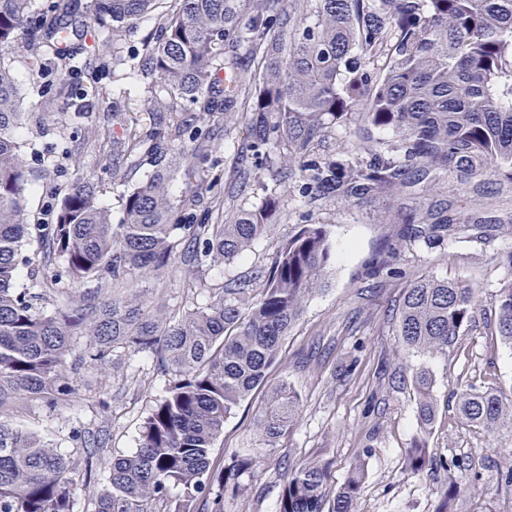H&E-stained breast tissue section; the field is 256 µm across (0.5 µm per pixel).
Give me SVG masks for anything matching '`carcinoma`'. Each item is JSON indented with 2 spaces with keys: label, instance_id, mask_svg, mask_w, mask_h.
Returning a JSON list of instances; mask_svg holds the SVG:
<instances>
[{
  "label": "carcinoma",
  "instance_id": "obj_1",
  "mask_svg": "<svg viewBox=\"0 0 512 512\" xmlns=\"http://www.w3.org/2000/svg\"><path fill=\"white\" fill-rule=\"evenodd\" d=\"M161 2L91 0L83 11L79 0H46L40 9L32 0H0V512H74L80 494L90 512H198L214 485L238 489V477L297 423L300 397L288 381L269 386L267 377L307 299L329 284V232L325 224L299 225L268 277L255 276L261 288L236 276L207 285L210 267L233 264L271 231L282 197L281 182H262L260 205L212 223L223 175L213 172L204 123L230 121L239 102L250 108L252 158L288 171L305 199L395 202L420 188L416 206L388 211L392 242L371 259L374 279L394 274L407 246L436 247L462 230L476 239L512 234V0H299L284 15L271 0H170L156 16ZM152 18L142 52L112 66L132 84L150 80L158 118L145 125L130 118L121 90L92 135L129 171L150 166L122 193L121 223L99 202L102 176L81 171L55 193L51 223H34L18 136L32 113L22 111L25 94L4 54L19 45L55 74L34 91L42 119L71 108L79 124L84 113L64 66L84 50V33L121 41ZM243 45L259 58L249 75ZM383 56L374 78L369 66ZM347 123L363 125L361 144L345 158L316 155L330 129ZM115 124L124 126L121 140L111 139ZM179 174L193 191L174 198L169 187ZM448 175L479 200L495 194L503 208L453 211L431 197ZM34 244L52 271L41 279L30 273L32 285L20 288ZM178 258L191 265L205 301L168 312L148 306L138 279L162 278ZM508 266L496 294L497 332L512 345V257ZM73 285L86 289L72 295ZM478 291L416 276L393 313L400 345L422 354L448 349L471 325ZM118 349L151 353L168 376L165 395L127 455L105 458L102 434L74 428L71 440L85 459L78 482L66 452L10 412L20 402L67 407L86 375L106 369ZM410 382L418 398L408 471L464 468L429 454L438 416L430 370L414 368ZM262 386L258 448L226 470L213 458L224 423ZM455 410L486 432L512 428V397L494 388L461 389ZM370 452L363 449L332 496L325 464H288L277 512H356Z\"/></svg>",
  "mask_w": 512,
  "mask_h": 512
}]
</instances>
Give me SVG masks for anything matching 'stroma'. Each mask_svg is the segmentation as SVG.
<instances>
[{"mask_svg":"<svg viewBox=\"0 0 512 512\" xmlns=\"http://www.w3.org/2000/svg\"><path fill=\"white\" fill-rule=\"evenodd\" d=\"M217 146L219 171L228 175L236 151L249 142L244 117L231 122L212 118L206 123ZM93 126L51 123L33 125L20 135L24 158L33 173L29 206L40 212L51 196L49 189L70 182L75 164L93 172L115 166L116 158L84 149ZM384 198L347 204L301 198L289 189L273 230L256 241L252 250L229 267L215 266L209 283L225 275L249 277L269 268L279 246L299 224L326 225L332 254L330 284L316 293L287 337L280 366L269 383L288 380L301 396L299 423L267 451L263 463L245 473L237 492L212 490L202 512H277L286 463L314 458L327 467V486L338 490L358 456H365L367 477L357 512H439L444 488L455 491L452 512H512V488L497 479L498 469L512 457V429L487 434L467 425L455 412L454 389L474 385L512 393V347L495 331L496 294L512 268V234L478 241L459 234L433 249L404 251L397 261L398 278L368 289L365 265L390 233L384 219ZM429 275L479 287L476 324L461 334L448 353L416 356L403 349L390 311L403 288L416 275ZM148 299L170 307L191 300L193 290L183 263H176L161 280L143 281ZM120 372L107 386L114 400L108 410L78 396L64 411L32 403L21 414L38 433L71 447V432L82 424L107 437L110 456L130 452L150 408L163 396L166 376L157 373L148 357L120 353ZM426 364L433 375V395L439 416L429 439L432 455L465 460L467 469L406 472V457L416 432V396L411 386L391 381L395 370L410 371ZM262 393L241 402L224 424L215 454L224 463L255 448L254 417Z\"/></svg>","mask_w":512,"mask_h":512,"instance_id":"35a3bbf8","label":"stroma"}]
</instances>
